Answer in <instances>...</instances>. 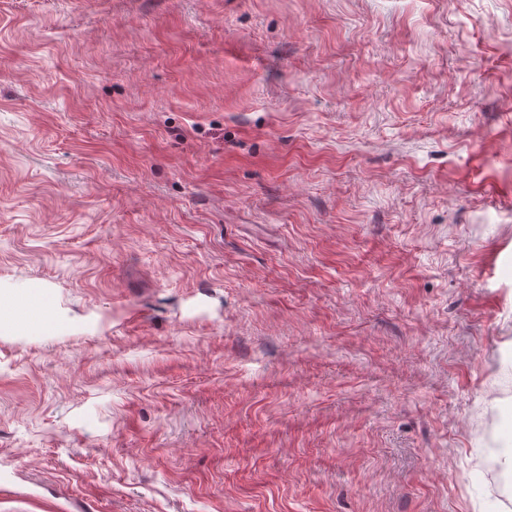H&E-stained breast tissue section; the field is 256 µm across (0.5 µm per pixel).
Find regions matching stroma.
Segmentation results:
<instances>
[{
  "instance_id": "obj_1",
  "label": "stroma",
  "mask_w": 512,
  "mask_h": 512,
  "mask_svg": "<svg viewBox=\"0 0 512 512\" xmlns=\"http://www.w3.org/2000/svg\"><path fill=\"white\" fill-rule=\"evenodd\" d=\"M0 512H512V0H0Z\"/></svg>"
}]
</instances>
